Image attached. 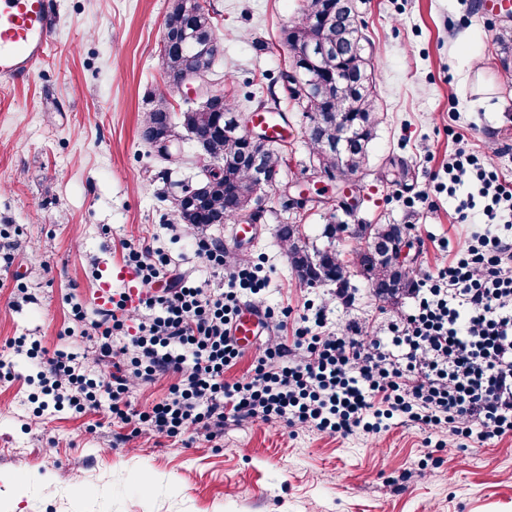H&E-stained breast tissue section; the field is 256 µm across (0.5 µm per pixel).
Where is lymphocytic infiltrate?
Instances as JSON below:
<instances>
[{
    "label": "lymphocytic infiltrate",
    "mask_w": 512,
    "mask_h": 512,
    "mask_svg": "<svg viewBox=\"0 0 512 512\" xmlns=\"http://www.w3.org/2000/svg\"><path fill=\"white\" fill-rule=\"evenodd\" d=\"M448 187L474 183L477 193L457 199L454 220H482L489 229L465 245L449 247L446 264L414 289L409 311L388 325L390 343L376 336L326 331L328 299L289 327V312L267 308L274 329L246 375L225 373L244 352L230 336L242 293L264 290L253 261H230L223 244L196 238L210 267L227 277L226 289L185 283L164 294L153 284L168 271L167 254L144 243L127 246L126 266L141 275L146 294L136 308L119 301L114 311L88 317L72 306L84 354L49 350L43 339L13 337L9 347L26 356L34 377L19 378L0 361V386L38 385L55 410L83 414L107 406L118 444L144 434L190 446H220L227 416L341 438L377 434L381 419H403L425 444L453 441L466 449L512 435V241L492 232L512 224V179L491 158L464 148L451 132ZM291 338H284V330ZM168 380L164 397L132 405L137 387Z\"/></svg>",
    "instance_id": "f902f5d3"
}]
</instances>
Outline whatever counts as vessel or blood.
Here are the masks:
<instances>
[{
	"mask_svg": "<svg viewBox=\"0 0 512 512\" xmlns=\"http://www.w3.org/2000/svg\"><path fill=\"white\" fill-rule=\"evenodd\" d=\"M60 9V0H0V80L23 81L40 66L48 48L49 34ZM127 286L130 303H138L144 290L135 274L120 268L109 270L102 281L99 295L109 301L113 281ZM262 315L258 307H244L235 321L231 334L237 344L252 347L262 336Z\"/></svg>",
	"mask_w": 512,
	"mask_h": 512,
	"instance_id": "b4317fda",
	"label": "vessel or blood"
}]
</instances>
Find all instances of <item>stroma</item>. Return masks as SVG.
<instances>
[{
    "instance_id": "obj_1",
    "label": "stroma",
    "mask_w": 512,
    "mask_h": 512,
    "mask_svg": "<svg viewBox=\"0 0 512 512\" xmlns=\"http://www.w3.org/2000/svg\"><path fill=\"white\" fill-rule=\"evenodd\" d=\"M208 5L224 35L214 76L251 115L278 79L286 56L281 29L299 16L302 0ZM358 8L378 112L361 203L349 216L307 207L301 232L320 245L333 219L406 225L421 280L447 263L441 241L485 230L455 223V197L437 189L448 181L455 149L449 125L512 177V60L496 43L502 29H512V13L490 15L483 0H358ZM167 10L168 0H62L40 69L18 83L0 81V351L27 334L83 353L79 337L66 333L70 306L91 315L100 309V277L122 266L130 243L147 242L170 257L169 284L225 285L180 232L167 189L170 178L198 179L195 144L183 142L184 161L166 177L141 137L144 114L164 86ZM261 41L266 50L258 49ZM395 156L409 168L401 181L386 174ZM292 215L273 190L254 242L236 248L226 224L205 236L230 257L261 262L270 279L264 304L299 316L334 289L296 278L277 235ZM19 281L28 297L13 295ZM351 288L350 302L332 301L329 330L363 327L383 339L412 305L408 297L395 306L379 302L358 277ZM32 409L16 388H0V512H512V436L465 451L444 448L431 478L397 490L392 479L417 468L427 452L408 425L342 439L244 420L228 423L218 450L148 435L129 448L114 446L105 410L79 419L60 412L35 424ZM96 420L102 429L86 433Z\"/></svg>"
}]
</instances>
